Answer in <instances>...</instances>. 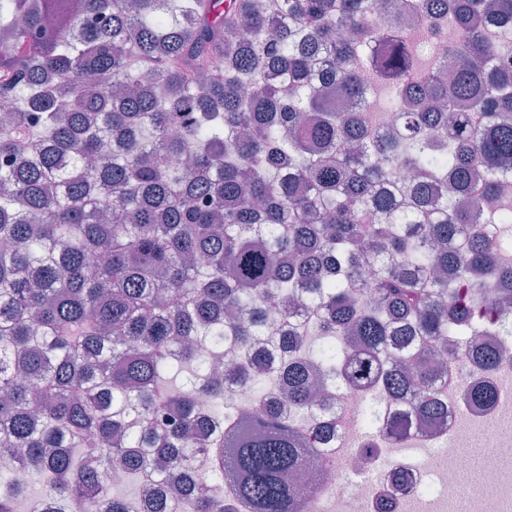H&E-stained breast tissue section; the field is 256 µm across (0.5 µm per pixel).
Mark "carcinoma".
<instances>
[{
    "instance_id": "1",
    "label": "carcinoma",
    "mask_w": 512,
    "mask_h": 512,
    "mask_svg": "<svg viewBox=\"0 0 512 512\" xmlns=\"http://www.w3.org/2000/svg\"><path fill=\"white\" fill-rule=\"evenodd\" d=\"M411 2L0 0V512H304L332 390L397 406L370 461L503 360L512 0Z\"/></svg>"
}]
</instances>
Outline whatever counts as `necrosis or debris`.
<instances>
[{
  "instance_id": "necrosis-or-debris-1",
  "label": "necrosis or debris",
  "mask_w": 512,
  "mask_h": 512,
  "mask_svg": "<svg viewBox=\"0 0 512 512\" xmlns=\"http://www.w3.org/2000/svg\"><path fill=\"white\" fill-rule=\"evenodd\" d=\"M447 367L442 391L448 402V424L420 428L412 435V443L425 448L426 454L409 464L418 479L408 493L392 497L386 481L356 480L345 494H337L340 479L362 469L356 439L364 426L366 399L346 391L336 396V438L321 451L323 470L304 512H417L424 504L432 512H453L462 448L475 442L494 451L512 450V360L503 359L489 376L497 398L487 410H470L463 403L466 385L482 378V371L463 364L454 354L449 355ZM469 512H512V475L487 467L471 493Z\"/></svg>"
}]
</instances>
